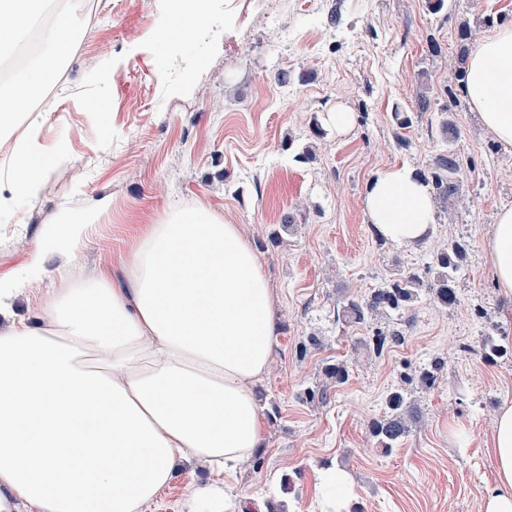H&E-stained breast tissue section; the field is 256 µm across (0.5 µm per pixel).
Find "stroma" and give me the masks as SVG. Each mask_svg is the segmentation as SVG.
<instances>
[{
	"label": "stroma",
	"mask_w": 512,
	"mask_h": 512,
	"mask_svg": "<svg viewBox=\"0 0 512 512\" xmlns=\"http://www.w3.org/2000/svg\"><path fill=\"white\" fill-rule=\"evenodd\" d=\"M92 4L99 20L61 71L54 111L27 113L0 141L4 196L28 127L42 152L69 154L36 198L0 220V277L27 262L60 205L111 199L73 273L119 278L146 225L204 203L241 225L277 297L274 359L257 384L265 442L231 483L242 508L254 512L264 497L287 512H321L318 475L330 466L345 473L357 512H479L496 479L485 443L512 400V297L496 288L485 248L496 214L512 206V148L467 101L457 25L468 21L475 38L512 25V0H445L438 12L428 0H213L193 38L173 42L159 38L171 0ZM96 66L112 70L109 86L93 80ZM282 69L296 81L278 84ZM339 106L352 114L342 133L330 121ZM446 116L463 160L457 202L436 203L433 233L419 247L380 240L365 217L368 180L393 166L426 171L445 145ZM288 213L295 224L286 229ZM453 241L468 246L457 305L425 299L379 320L403 341L366 358L355 344L368 331L336 323L338 300L403 271L432 279L434 250ZM312 334L320 347L301 350ZM490 336L507 356L484 360ZM435 357L446 365L434 387L420 388L411 376ZM341 360L348 382L329 386L326 402L303 401L305 388L324 383L323 366ZM398 386L411 392L422 423L385 454L369 425ZM209 477L182 465L147 512H180Z\"/></svg>",
	"instance_id": "stroma-1"
}]
</instances>
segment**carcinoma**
<instances>
[{"instance_id":"obj_1","label":"carcinoma","mask_w":512,"mask_h":512,"mask_svg":"<svg viewBox=\"0 0 512 512\" xmlns=\"http://www.w3.org/2000/svg\"><path fill=\"white\" fill-rule=\"evenodd\" d=\"M30 44L21 43L14 54L0 58V77L10 72L26 60ZM441 133L448 146L435 155L431 163L427 182L434 197L451 204L458 197V176L461 163L457 153L449 147L457 136L454 122L448 118L441 121ZM467 258V244L455 242L437 251L433 256V281L425 283L411 271L401 272L382 286L373 289L367 295H347L337 304V321L344 327H369L382 318L400 316L403 311L414 305L426 295L434 304L448 308L458 303L455 291V274ZM402 342L399 332H386L378 327L373 334L358 342V347L380 355L394 344ZM444 362L437 358L428 367L419 371L418 383L429 389L436 381L438 371ZM323 377L332 385L340 386L348 382L350 371L348 363L338 361L323 368ZM420 421V413L411 394L403 387L391 390L385 397V411L378 419L370 423V434L375 444L384 453L398 446Z\"/></svg>"}]
</instances>
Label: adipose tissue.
Returning a JSON list of instances; mask_svg holds the SVG:
<instances>
[{
	"instance_id": "obj_1",
	"label": "adipose tissue",
	"mask_w": 512,
	"mask_h": 512,
	"mask_svg": "<svg viewBox=\"0 0 512 512\" xmlns=\"http://www.w3.org/2000/svg\"><path fill=\"white\" fill-rule=\"evenodd\" d=\"M43 2L0 0V52L35 42L0 83V138L74 48L67 7L47 17ZM465 93L492 137L512 147V26L473 42ZM51 164L22 141L0 214L36 197ZM364 210L380 237L403 246L427 240L436 222L427 184L405 166L368 181ZM111 212L108 199L61 205L27 264L0 278V313L43 282L47 258L67 272ZM487 248L498 288L512 296V207L499 211ZM277 334L276 296L239 226L202 203L168 211L141 233L121 280L71 282L33 321L0 331V485L39 512H146L180 462L232 472L264 441L255 385ZM486 446L497 481L479 512H512L511 401ZM237 510L221 481L191 491L182 512Z\"/></svg>"
}]
</instances>
